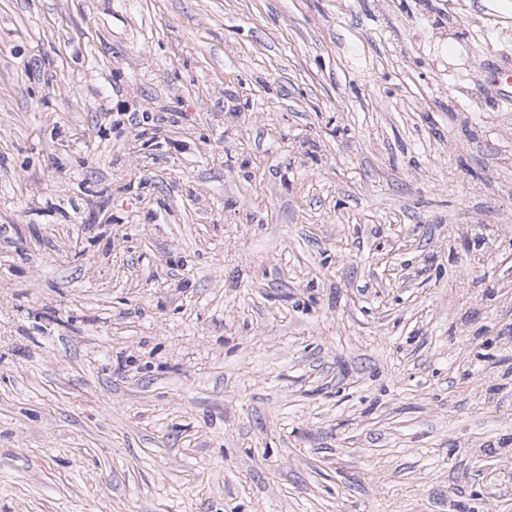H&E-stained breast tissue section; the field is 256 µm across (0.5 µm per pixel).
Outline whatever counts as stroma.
<instances>
[{
	"mask_svg": "<svg viewBox=\"0 0 512 512\" xmlns=\"http://www.w3.org/2000/svg\"><path fill=\"white\" fill-rule=\"evenodd\" d=\"M512 0H0V512H512Z\"/></svg>",
	"mask_w": 512,
	"mask_h": 512,
	"instance_id": "obj_1",
	"label": "stroma"
}]
</instances>
